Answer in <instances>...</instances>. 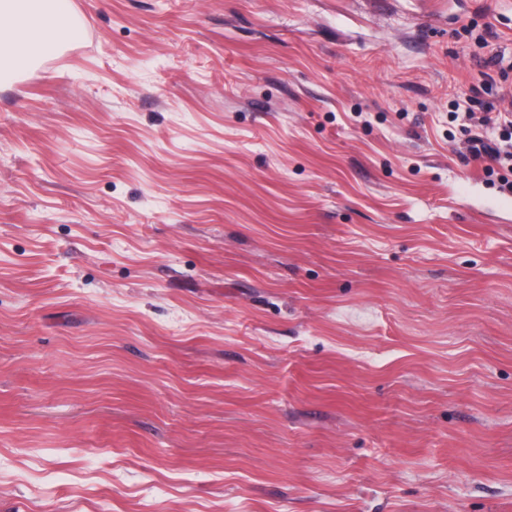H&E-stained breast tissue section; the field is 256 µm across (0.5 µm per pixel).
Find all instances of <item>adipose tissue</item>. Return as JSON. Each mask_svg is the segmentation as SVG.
I'll return each instance as SVG.
<instances>
[{
    "label": "adipose tissue",
    "instance_id": "1",
    "mask_svg": "<svg viewBox=\"0 0 512 512\" xmlns=\"http://www.w3.org/2000/svg\"><path fill=\"white\" fill-rule=\"evenodd\" d=\"M0 17L11 20L0 27V48L14 49L20 64L27 61L29 52H53L75 34L70 0H0Z\"/></svg>",
    "mask_w": 512,
    "mask_h": 512
}]
</instances>
